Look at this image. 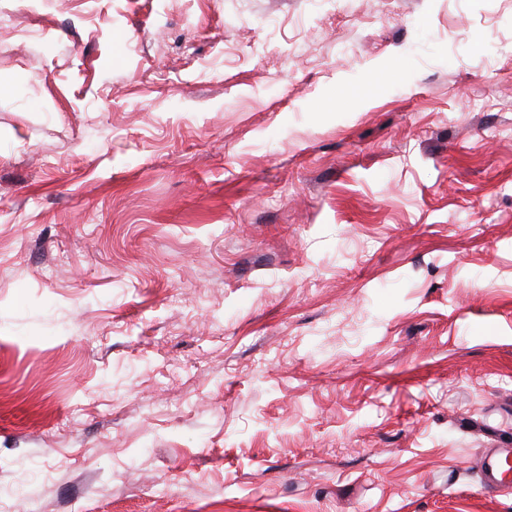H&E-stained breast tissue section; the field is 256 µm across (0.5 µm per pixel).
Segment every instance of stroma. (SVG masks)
Wrapping results in <instances>:
<instances>
[{"label":"stroma","instance_id":"stroma-1","mask_svg":"<svg viewBox=\"0 0 512 512\" xmlns=\"http://www.w3.org/2000/svg\"><path fill=\"white\" fill-rule=\"evenodd\" d=\"M512 0H0V512H512ZM484 490L493 494L512 482V452L503 448L498 452H484L479 459Z\"/></svg>","mask_w":512,"mask_h":512}]
</instances>
